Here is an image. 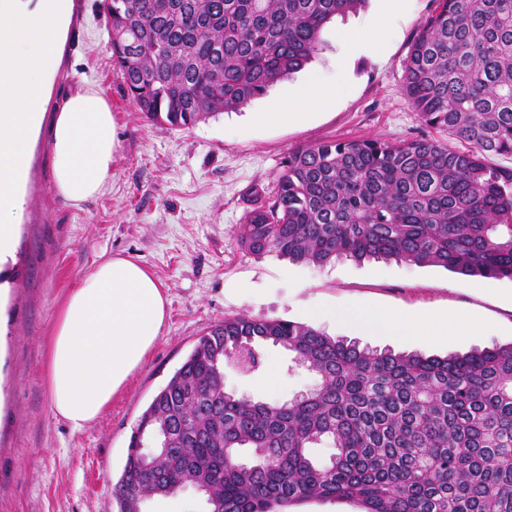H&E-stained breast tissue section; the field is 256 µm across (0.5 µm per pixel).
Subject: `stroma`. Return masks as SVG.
I'll return each mask as SVG.
<instances>
[{
	"mask_svg": "<svg viewBox=\"0 0 512 512\" xmlns=\"http://www.w3.org/2000/svg\"><path fill=\"white\" fill-rule=\"evenodd\" d=\"M99 3L77 0L57 87L101 90L119 146L109 186L79 205L55 188L47 137L34 148L19 243L0 293V512H120L114 487L139 417L199 338L227 316L306 324L316 302L340 309L362 304L406 319L467 318L477 328L432 342L344 324L325 323L322 331L380 350L440 356L512 342L511 279L483 280L477 292L472 277L440 267L347 259L295 264L251 254L235 239L251 188L269 184L293 148L327 139L436 137L402 93L409 49L433 0H407L380 50L354 58L335 98L305 120L267 125L252 115L308 74L330 72L337 29L367 24L382 0H366L328 23L320 51L302 71L244 107L187 129L150 122L125 95ZM111 255L132 258L155 276L169 299L168 318L143 366L101 417L74 430L51 412L46 341L69 288L99 257ZM261 358L253 371H225V388L256 401L287 402L317 383L281 347L264 346Z\"/></svg>",
	"mask_w": 512,
	"mask_h": 512,
	"instance_id": "35a3bbf8",
	"label": "stroma"
}]
</instances>
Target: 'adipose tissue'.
<instances>
[{
  "label": "adipose tissue",
  "instance_id": "ef3b65f1",
  "mask_svg": "<svg viewBox=\"0 0 512 512\" xmlns=\"http://www.w3.org/2000/svg\"><path fill=\"white\" fill-rule=\"evenodd\" d=\"M405 0H384V11L363 31L343 30L336 41L343 53L372 54L389 20ZM334 80L312 78L285 98L272 101L256 121L293 122L331 100ZM52 172L58 193L80 204L101 194L112 179L118 148L115 122L101 91L80 88L56 108L50 130ZM168 298L141 264L123 257L97 262L69 289L47 340L48 385L53 416L79 430L96 421L128 379L142 367L162 333ZM312 318L329 324L368 328L381 336H419L434 340L462 336L471 323L456 318L401 320L369 307L336 309L319 304Z\"/></svg>",
  "mask_w": 512,
  "mask_h": 512
}]
</instances>
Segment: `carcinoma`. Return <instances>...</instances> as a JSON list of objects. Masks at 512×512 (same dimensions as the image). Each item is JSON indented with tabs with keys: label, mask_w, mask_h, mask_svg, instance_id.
Here are the masks:
<instances>
[{
	"label": "carcinoma",
	"mask_w": 512,
	"mask_h": 512,
	"mask_svg": "<svg viewBox=\"0 0 512 512\" xmlns=\"http://www.w3.org/2000/svg\"><path fill=\"white\" fill-rule=\"evenodd\" d=\"M365 0H101L112 65L151 121L189 128L238 109L319 51L321 31ZM402 91L433 138L327 140L288 152L236 239L297 263L396 259L512 279V0H434ZM315 374L301 399L224 389L260 347ZM168 433L143 466L138 436ZM335 449L320 463L312 448ZM215 512H287L308 499L361 512H512V342L446 356L394 353L309 325L226 317L200 337L132 432L120 512L187 476Z\"/></svg>",
	"instance_id": "1"
}]
</instances>
